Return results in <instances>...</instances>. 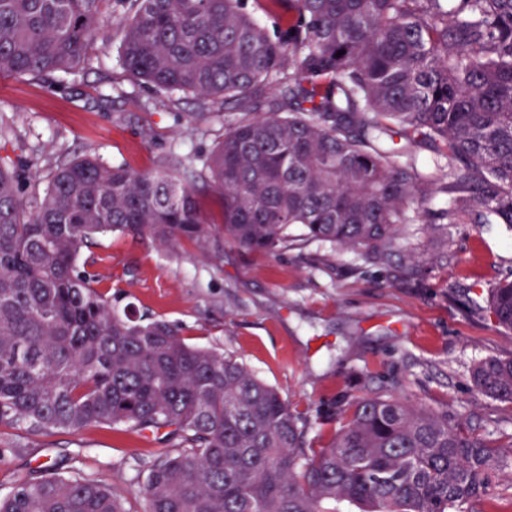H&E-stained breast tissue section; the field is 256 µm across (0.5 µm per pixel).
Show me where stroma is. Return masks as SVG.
<instances>
[{"mask_svg":"<svg viewBox=\"0 0 512 512\" xmlns=\"http://www.w3.org/2000/svg\"><path fill=\"white\" fill-rule=\"evenodd\" d=\"M119 39L105 25L90 64L45 81L0 75V162L27 196L62 158L154 170L169 153L208 152L224 132L214 113L191 129V95L167 96L128 78ZM93 272L109 277L117 309L182 325L191 344L242 359L307 423L308 444L330 429L316 422L332 401L391 392L447 415L486 439L512 435V403L476 392L472 366L512 357V334L487 307V290L512 278V230L502 224H404L386 258L305 240L253 254L215 232L206 250L128 236L95 247ZM161 447L141 435L91 425L71 433L0 428V496L26 473L53 465L111 485L131 512L145 501L135 479Z\"/></svg>","mask_w":512,"mask_h":512,"instance_id":"1","label":"stroma"}]
</instances>
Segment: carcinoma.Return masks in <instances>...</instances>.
I'll return each instance as SVG.
<instances>
[{"instance_id": "carcinoma-1", "label": "carcinoma", "mask_w": 512, "mask_h": 512, "mask_svg": "<svg viewBox=\"0 0 512 512\" xmlns=\"http://www.w3.org/2000/svg\"><path fill=\"white\" fill-rule=\"evenodd\" d=\"M110 2L0 0V73H74ZM120 2L129 78L199 96L200 117L227 102L235 113L208 153H171L154 171L61 159L31 201L0 164V425L162 434L170 451L137 470L145 512H455L512 483V439L494 446L391 393L333 402L319 415L329 441L308 446L243 361L117 312L112 286L81 265L115 233L205 249L217 222L256 253L287 247L295 225L379 255L401 224L512 229V0ZM208 192L222 197L218 220ZM440 195L448 207H425ZM488 295L511 332L512 280ZM471 382L512 403V358L477 362ZM0 512L129 510L112 487L47 466Z\"/></svg>"}]
</instances>
